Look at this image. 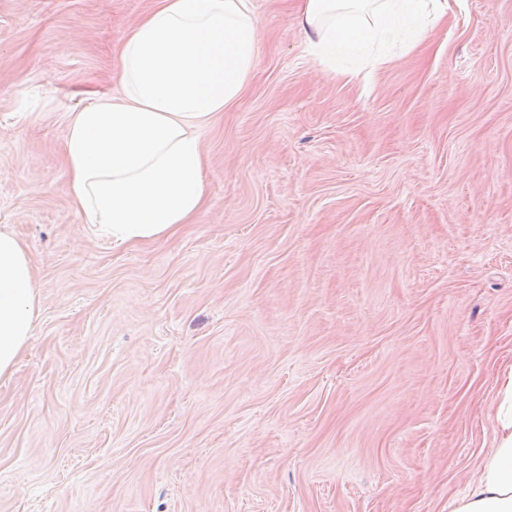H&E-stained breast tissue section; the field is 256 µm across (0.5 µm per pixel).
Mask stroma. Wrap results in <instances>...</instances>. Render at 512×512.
<instances>
[{
  "instance_id": "35a3bbf8",
  "label": "stroma",
  "mask_w": 512,
  "mask_h": 512,
  "mask_svg": "<svg viewBox=\"0 0 512 512\" xmlns=\"http://www.w3.org/2000/svg\"><path fill=\"white\" fill-rule=\"evenodd\" d=\"M200 131L207 206L115 246L70 202V112L155 0H0V228L39 315L0 379V512H449L512 366V0H448L371 76L302 0Z\"/></svg>"
}]
</instances>
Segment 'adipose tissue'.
<instances>
[{"instance_id": "1", "label": "adipose tissue", "mask_w": 512, "mask_h": 512, "mask_svg": "<svg viewBox=\"0 0 512 512\" xmlns=\"http://www.w3.org/2000/svg\"><path fill=\"white\" fill-rule=\"evenodd\" d=\"M448 0H303L296 21L314 57L334 66L388 64L389 42H410ZM258 52L251 0H158L119 51L121 92L72 112L64 139L66 191L86 224L114 245L168 238L201 212L207 190L199 132L243 94ZM32 259L0 230V379L32 334ZM450 512H512V367L499 378L494 446Z\"/></svg>"}]
</instances>
